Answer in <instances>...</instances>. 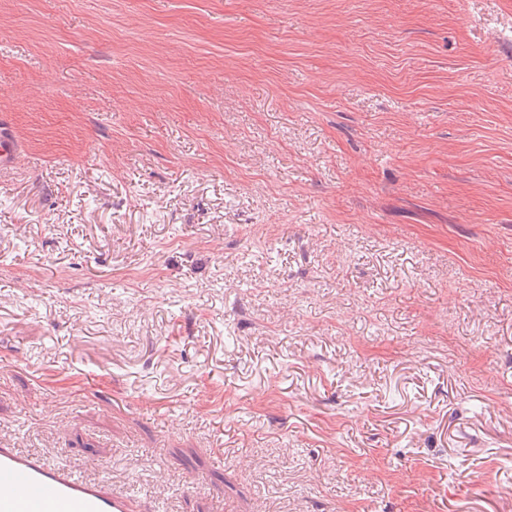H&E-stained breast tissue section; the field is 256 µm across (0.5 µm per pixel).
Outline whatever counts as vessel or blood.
<instances>
[{"instance_id":"vessel-or-blood-1","label":"vessel or blood","mask_w":512,"mask_h":512,"mask_svg":"<svg viewBox=\"0 0 512 512\" xmlns=\"http://www.w3.org/2000/svg\"><path fill=\"white\" fill-rule=\"evenodd\" d=\"M0 512H134L109 486L80 481L38 456L0 447Z\"/></svg>"}]
</instances>
